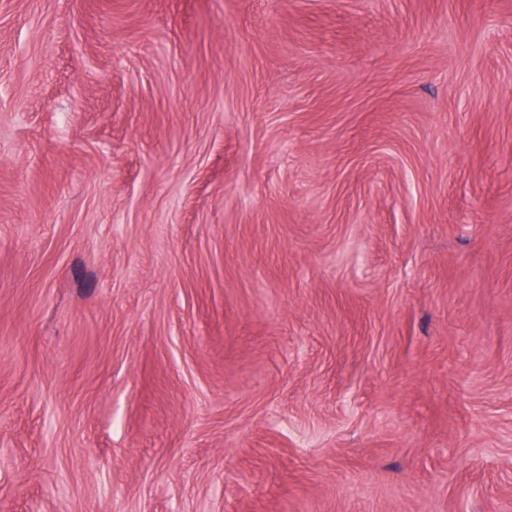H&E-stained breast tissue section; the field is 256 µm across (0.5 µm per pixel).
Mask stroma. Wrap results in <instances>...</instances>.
<instances>
[{"instance_id": "obj_1", "label": "stroma", "mask_w": 512, "mask_h": 512, "mask_svg": "<svg viewBox=\"0 0 512 512\" xmlns=\"http://www.w3.org/2000/svg\"><path fill=\"white\" fill-rule=\"evenodd\" d=\"M512 512V0H0V512Z\"/></svg>"}]
</instances>
